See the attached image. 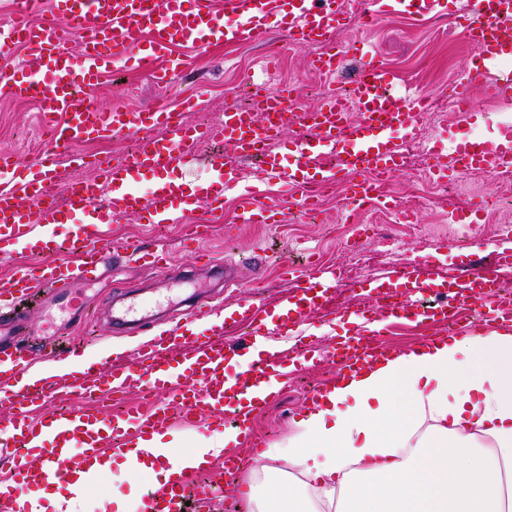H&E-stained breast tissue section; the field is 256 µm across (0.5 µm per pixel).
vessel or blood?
Instances as JSON below:
<instances>
[{
	"label": "vessel or blood",
	"mask_w": 512,
	"mask_h": 512,
	"mask_svg": "<svg viewBox=\"0 0 512 512\" xmlns=\"http://www.w3.org/2000/svg\"><path fill=\"white\" fill-rule=\"evenodd\" d=\"M367 20L379 14L398 12L414 17L444 15L447 0H376ZM41 0H17L10 19L0 24V93L11 99L38 103L49 137L42 152L23 165L26 174L16 177V156L0 154V238L42 239V248L57 251L59 234L47 232L55 223L59 206L87 213L90 221L72 231L77 247L74 261L50 264L39 272L16 269L0 283V362H11L12 379L0 380V403L13 414L0 446L13 462V473L0 482V496L22 497L30 487L60 483L76 484L85 494L100 482L97 464L127 432L146 437L168 430L175 423H195L203 414L228 419L237 429H247L253 414L265 405L269 388L284 383L278 356L269 343L268 316L264 301L252 299L242 306L237 323L247 325L249 345L258 356L228 373L229 353L223 342L228 319L222 309L202 300L184 313L190 325H199L193 337L172 329L151 336L136 349L132 361L118 368L101 370L88 366L81 376H48L30 385V352L21 337L32 328L22 307L33 289L71 292L76 313L85 310L78 285L106 276L120 267L124 258L137 257L160 276L168 275L171 263L165 251L147 250L135 243L106 256L99 246L96 224L117 214L148 212L151 223L183 224L198 205H206L212 216L224 215V194L241 190L239 221L262 224L267 214L286 223L279 200L268 195L269 185L282 183L293 190L298 206L314 209V188L319 184L345 186V204L350 208L374 206L394 209L373 182V175H387L401 168L402 143L415 140L429 112L430 94L398 95L396 72L379 61L362 40L340 49L334 33L348 17L347 0H54L53 20L33 23ZM278 27L289 46H321L311 67L328 81L335 80L347 57L358 58V81L346 95L327 93L321 105L306 111V129L293 149L272 151L270 145L282 135L283 115L296 104L294 90L284 85L270 90L268 81L253 85L250 106H229L224 123L213 129L204 123H186L184 113L205 107L202 91H194L171 103L159 99L148 109H110L89 106L86 92L101 84L108 69H132L149 73L154 84L167 86L176 74L193 67L192 54L212 45L256 44ZM472 55L461 75L448 84V97L462 112L470 108L469 85L483 80L500 94L512 91V0H469L466 11L455 22ZM79 41L78 52L68 45ZM23 48V60H15L8 49ZM114 136L134 139L133 151L94 162L83 151L86 142ZM221 138L229 142L230 154L210 159L216 179L207 186L190 187L161 180L149 194L137 186L141 171L157 174L171 166L189 167L198 160L201 141ZM462 147L432 153V172L448 182L481 170L496 175L512 168V144L487 147L462 133ZM260 150L262 168L251 185H244L241 160ZM93 165L94 179L72 183L65 203H58L53 187L58 181L60 160ZM282 273L291 282L279 303L280 333L293 336L299 358H306L303 321L319 311L332 294L335 271L315 262L307 268L286 262ZM373 298L387 319L438 323L453 332H472L476 323H460L458 308L467 306L485 312L488 324L512 325V295L501 292L496 269L480 268L468 277L437 280L435 275L419 279L413 266L390 269L369 284ZM374 336L357 331L335 347L332 356L338 372H352L385 356ZM139 388L138 407L115 416L79 403L33 422L29 413L46 401L69 391L100 392L111 398ZM261 439H253L245 453L224 456V475L233 477L246 463L259 459ZM215 480L194 486L172 483L145 495L146 512H185L188 496L205 502L221 493Z\"/></svg>",
	"instance_id": "b4317fda"
}]
</instances>
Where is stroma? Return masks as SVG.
<instances>
[{
  "label": "stroma",
  "instance_id": "stroma-1",
  "mask_svg": "<svg viewBox=\"0 0 512 512\" xmlns=\"http://www.w3.org/2000/svg\"><path fill=\"white\" fill-rule=\"evenodd\" d=\"M335 39L342 46L359 39L372 42L381 60L397 70L407 85L428 91L433 98L432 111L439 117L437 134L445 145H453L454 133L465 128L486 145L494 146L512 126V96H498L484 82L475 81L470 86L472 111H457L449 102L448 83L464 68L470 49L460 34L450 28L447 19L419 20L385 14L367 28L353 19L336 30ZM279 40L280 33L274 29L266 41L247 48L211 46L199 54L192 79H177L164 88L157 87L140 71L112 73L102 86L88 91L87 98L106 108L146 109L160 96L179 97L196 82L206 94V108L188 114L187 119L216 126L223 121L226 106L246 103L249 76L267 56L269 44ZM313 54L310 48L281 45L279 69L274 77L275 83L292 85L305 108L319 106L324 92L322 81L309 66ZM45 140L46 132L36 104L0 98V151L14 152L27 161L44 146ZM403 151L405 169L390 177L385 193L395 199L416 202L417 226L396 223L394 216L383 212L345 211L339 205L343 184H327L321 188L315 215L301 214L295 201L288 197L283 205L289 213V223L274 226L234 223L230 228L225 222L215 223L204 245L213 250L218 264L206 270L199 268L192 254L183 247L189 224L205 216V207H198L185 225L158 226L150 223L145 212L119 215L105 227L103 246L109 249L135 242L150 249L166 250L172 259L169 276L161 277L134 267L119 268L95 283L81 286L80 293L92 310L88 322H77L63 296L47 308L31 310L30 318L37 331L46 335L62 334L76 344L80 360H94L103 349L112 346L120 348L122 359L129 360L134 356L136 342L177 321L185 309V298L192 293H205L208 298L223 302L225 309L233 310L245 298L248 286L253 285L259 298L267 306H274L290 287L278 265L287 258L304 263L305 256L295 245L296 239H304L307 246L320 253L324 266L340 271L341 277L336 281V297L328 310L307 317L308 335L304 339L307 360H297L294 337L275 339L280 365L288 372V386L255 414L252 432L263 436L266 445L286 444L309 408L304 392L329 380L336 371L329 352L350 312L363 314L371 321L376 318L372 301L363 287L365 280L406 263L414 264L421 275L436 268L441 273L460 276L471 271L474 257H481L483 265L491 267L498 251L512 249V236L494 235L481 224L472 225L469 241H460L459 225L447 221L449 209L461 195L479 194L488 189L491 183L488 174L476 170L457 185L443 188L410 177V170L426 161L417 144H405ZM359 224L393 225L397 235L395 249L387 252L373 244L360 260L350 259L342 246ZM122 300L138 309L152 304L159 307L160 313L156 321H144L140 329L129 331L112 320V307ZM138 486V480L122 463H115L94 496L75 500L74 512H114V489L126 493Z\"/></svg>",
  "mask_w": 512,
  "mask_h": 512
}]
</instances>
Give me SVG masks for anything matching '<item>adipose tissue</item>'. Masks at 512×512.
<instances>
[{
  "instance_id": "1",
  "label": "adipose tissue",
  "mask_w": 512,
  "mask_h": 512,
  "mask_svg": "<svg viewBox=\"0 0 512 512\" xmlns=\"http://www.w3.org/2000/svg\"><path fill=\"white\" fill-rule=\"evenodd\" d=\"M128 440L115 459L176 479ZM269 456L300 476L301 512H512V329L452 336L342 380Z\"/></svg>"
}]
</instances>
